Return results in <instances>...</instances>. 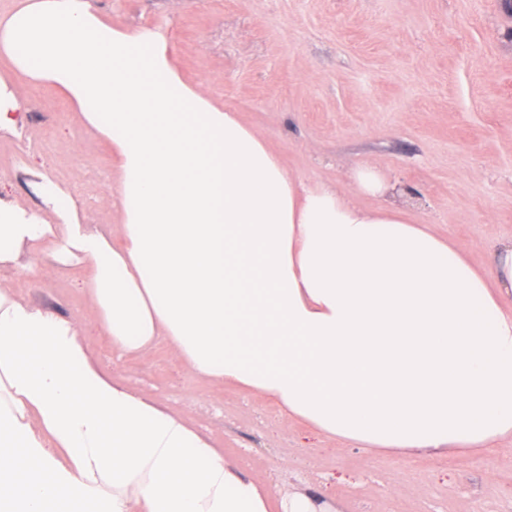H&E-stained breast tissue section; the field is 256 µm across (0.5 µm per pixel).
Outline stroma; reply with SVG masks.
<instances>
[{
  "mask_svg": "<svg viewBox=\"0 0 512 512\" xmlns=\"http://www.w3.org/2000/svg\"><path fill=\"white\" fill-rule=\"evenodd\" d=\"M105 22L159 30L182 80L202 86L258 131L284 169L344 191L375 162L410 193L407 213L474 265L512 237V6L507 0H87ZM0 78L26 100L21 128L0 134V205L57 223L46 180L80 188L91 228L121 218L108 203L112 148L67 94L28 79L0 53ZM99 175L88 180V168ZM86 270L45 263L0 270L32 305L82 318ZM100 364L134 390L192 418L257 481L329 487L341 512H512V440L443 456L365 453L280 418L268 400L212 387L166 346L113 353L87 327Z\"/></svg>",
  "mask_w": 512,
  "mask_h": 512,
  "instance_id": "1",
  "label": "stroma"
}]
</instances>
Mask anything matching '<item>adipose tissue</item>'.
I'll list each match as a JSON object with an SVG mask.
<instances>
[{"label":"adipose tissue","mask_w":512,"mask_h":512,"mask_svg":"<svg viewBox=\"0 0 512 512\" xmlns=\"http://www.w3.org/2000/svg\"><path fill=\"white\" fill-rule=\"evenodd\" d=\"M0 51L66 92L116 160L111 236L67 189L59 221L0 207V266L77 262L118 356L168 347L211 386L276 404L366 451L443 454L512 437V238L475 267L413 223L378 165L354 192L292 178L264 139L185 84L159 31L113 28L86 0H25ZM380 197L364 209L357 194ZM31 263H21L22 254ZM275 500L191 420L94 360L84 323L0 283V512H328Z\"/></svg>","instance_id":"obj_1"}]
</instances>
